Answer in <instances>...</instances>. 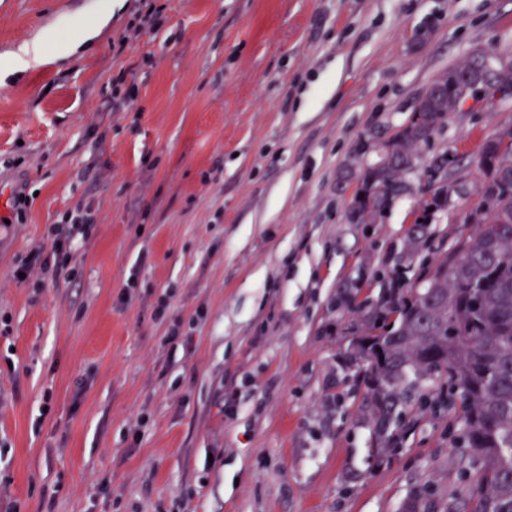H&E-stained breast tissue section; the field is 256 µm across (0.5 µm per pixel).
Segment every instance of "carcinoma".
<instances>
[{
    "mask_svg": "<svg viewBox=\"0 0 512 512\" xmlns=\"http://www.w3.org/2000/svg\"><path fill=\"white\" fill-rule=\"evenodd\" d=\"M483 54L472 55L432 83L411 122L358 176L348 211L352 224H374L409 189L405 176L428 143L467 99L488 98L512 87V60L488 76ZM487 175L477 229L419 275L420 286L389 288L365 313L351 360L364 370L375 418L373 455L399 449L403 414L415 406L448 412L460 425L454 450L478 468L471 475L469 512H512V127L482 146ZM454 190L444 174L425 190L421 220L410 245L424 237L428 209L448 207ZM448 384V396L431 401L429 381Z\"/></svg>",
    "mask_w": 512,
    "mask_h": 512,
    "instance_id": "obj_1",
    "label": "carcinoma"
}]
</instances>
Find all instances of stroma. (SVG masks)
<instances>
[{
  "mask_svg": "<svg viewBox=\"0 0 512 512\" xmlns=\"http://www.w3.org/2000/svg\"><path fill=\"white\" fill-rule=\"evenodd\" d=\"M162 2L122 53L135 0L67 63L0 80V216L29 197L0 234V512H401L460 492L446 415L372 455L347 302L377 298L379 270L417 287L473 231L512 98L449 113L376 224L345 212L437 76L512 53V0ZM96 3L0 0V55L69 40ZM122 70L135 96L116 111ZM441 156L455 191L414 250ZM79 206L92 240L42 287L16 278Z\"/></svg>",
  "mask_w": 512,
  "mask_h": 512,
  "instance_id": "stroma-1",
  "label": "stroma"
}]
</instances>
